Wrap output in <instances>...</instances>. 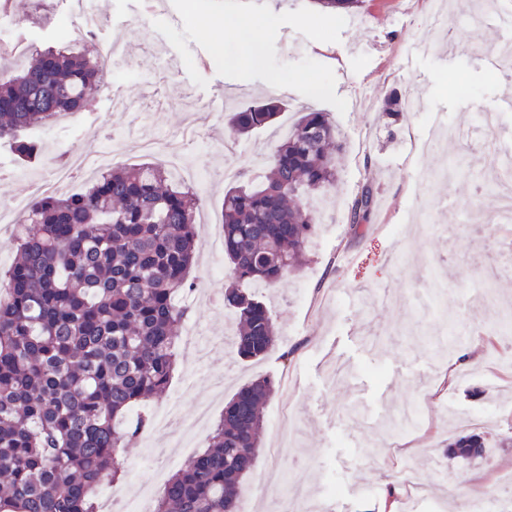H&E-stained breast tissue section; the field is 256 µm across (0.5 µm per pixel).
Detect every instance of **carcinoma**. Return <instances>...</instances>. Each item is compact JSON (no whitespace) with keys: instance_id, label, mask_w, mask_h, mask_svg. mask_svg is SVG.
Instances as JSON below:
<instances>
[{"instance_id":"1","label":"carcinoma","mask_w":512,"mask_h":512,"mask_svg":"<svg viewBox=\"0 0 512 512\" xmlns=\"http://www.w3.org/2000/svg\"><path fill=\"white\" fill-rule=\"evenodd\" d=\"M105 82L85 51L48 50L0 64V140L23 160L46 147L24 131L81 111ZM285 104L269 97L228 115L247 136ZM341 134L327 113L303 112L255 180L224 192L228 285L243 359L276 349L266 305L244 291L276 285L299 270L319 223L315 196L335 186ZM200 196L156 163L107 169L74 194L32 198L18 257L0 277V512H96L93 496L120 471L124 448L150 430L127 419L163 394L188 309ZM378 209L365 185L348 206L353 235ZM275 382L242 386L224 406L212 445L174 472L154 512H239L241 485L259 455L263 405ZM447 456H486L482 435H459Z\"/></svg>"}]
</instances>
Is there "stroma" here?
<instances>
[{"instance_id":"stroma-1","label":"stroma","mask_w":512,"mask_h":512,"mask_svg":"<svg viewBox=\"0 0 512 512\" xmlns=\"http://www.w3.org/2000/svg\"><path fill=\"white\" fill-rule=\"evenodd\" d=\"M100 16L81 28L75 0H12L0 8V56L13 61L49 46L92 42L108 56L115 40L125 43L124 62L113 65L120 98L90 96L81 112L32 129L47 152L20 161L0 144V212L54 175L57 153L75 154L99 140L119 146V166L163 155L132 149V142L166 140L194 122L201 144L188 145L184 161L205 176L197 188L198 253L191 268L194 290L186 303L188 323L202 334L199 347L181 348L165 400L176 401L182 421L210 403L219 418L232 396L260 377L272 378L274 395L265 408L262 448H270L274 414L287 404L292 441L280 464L286 481L273 495L259 493L268 475L258 457L244 482L240 512H312L327 502L337 512H381L391 483L418 485L400 496L396 512H512V482L476 489L473 472L512 471V334L500 331L512 317V223L477 215L481 197L469 169L492 161L512 133V78L501 71L498 47L512 32L492 23L512 0H448V31L431 49L422 39L432 31L426 0H361L347 11L339 41L317 42L291 27L276 38L280 61L308 57L329 66L346 112L290 88L218 74L212 56L190 44L193 62L206 80L194 99L181 95L186 67L166 66L174 48L155 30L164 20L181 26L172 0H87ZM409 95L414 111L389 113L388 96ZM276 97L296 120L300 110L329 113L345 140L334 188L303 268L274 287L256 289L270 310L277 350L258 360L240 358L231 347L233 312L225 308L224 276L213 275L210 241L221 235L224 167H253L283 138L281 123L251 136H235L227 123L232 109ZM376 189L380 206L361 235L345 220L346 207L363 185ZM475 213L455 224L456 211ZM292 351L290 362L280 352ZM468 352L466 368L449 374L448 364ZM454 383H447V376ZM421 404L425 419L403 434L391 432L399 410ZM475 431L487 456L477 463L449 462V440ZM150 446L126 450L123 491L136 492L158 472L172 474L169 456L187 460L176 434L150 432ZM396 445L390 456L378 449ZM365 492L354 495L356 487Z\"/></svg>"}]
</instances>
